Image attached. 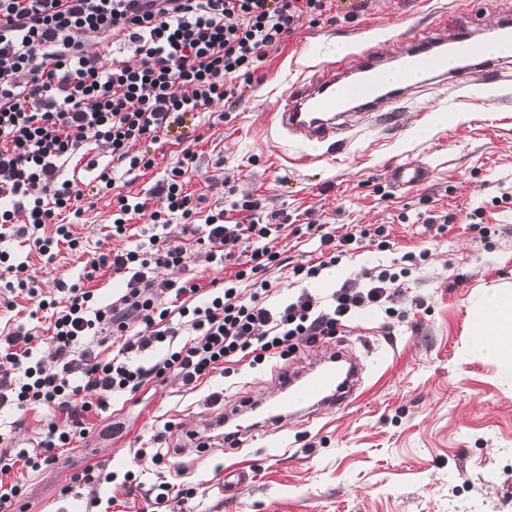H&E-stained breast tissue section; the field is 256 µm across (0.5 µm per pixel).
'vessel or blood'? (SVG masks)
Wrapping results in <instances>:
<instances>
[{
	"label": "vessel or blood",
	"mask_w": 512,
	"mask_h": 512,
	"mask_svg": "<svg viewBox=\"0 0 512 512\" xmlns=\"http://www.w3.org/2000/svg\"><path fill=\"white\" fill-rule=\"evenodd\" d=\"M403 48L390 58L351 53L338 59V72L331 77L310 76L293 83L283 93L272 116L276 130L324 143L330 149L347 146L343 131L350 112L370 114L374 125H384L390 111L400 108L406 92L431 82L461 84L468 78L477 82H499L500 62L487 57L482 39L473 37L469 27L448 35L434 28L422 37L405 36ZM462 54L466 65L449 71V54ZM395 184L417 187L430 179L428 167L405 162L391 171ZM362 366L349 359L344 350L324 358L320 370L282 377L278 397L264 404L247 403V410L259 413L265 424L281 425L288 417L318 405L338 406L354 396ZM227 414L225 436L235 447L254 439L255 427L236 424Z\"/></svg>",
	"instance_id": "vessel-or-blood-1"
}]
</instances>
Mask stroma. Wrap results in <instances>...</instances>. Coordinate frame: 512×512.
<instances>
[{"label":"stroma","mask_w":512,"mask_h":512,"mask_svg":"<svg viewBox=\"0 0 512 512\" xmlns=\"http://www.w3.org/2000/svg\"><path fill=\"white\" fill-rule=\"evenodd\" d=\"M508 11L512 0H334L319 22L301 21L286 42L269 49L261 80L223 105L227 120L212 125L191 112L148 144L153 167L135 181L117 179L118 193L147 194L188 146L198 173L187 190L200 214L249 193L267 210L287 211L293 225H387L389 249L363 243L339 262L340 278L321 272L319 289L291 268L309 258L317 238L281 230L276 245L291 263L266 274L279 299L312 291L326 301L342 282L376 267L399 273L398 292L389 309L355 310L336 336L286 359L228 376L214 371L192 391L171 378L144 387L121 410L88 417L84 442L61 449L49 468L19 464L6 474V481L23 484L21 512H512V380L469 349L473 300L482 289L512 283V108L498 102L512 95V66L499 87L420 88L387 127L355 119L349 144L329 158L321 146L270 126L277 98L307 68L328 75L337 45L384 56L398 38L429 26L452 33L474 18L489 40ZM437 112L457 119L434 125ZM89 156L96 167L81 161L66 170L83 191V214L71 226L79 251L63 244L48 260L31 241L0 239V252L26 262L43 298L59 303L66 299L62 284L78 282L95 253L140 241L138 218L125 235H113L112 196L95 188L112 156L102 147ZM408 161L429 167L431 178L395 188L389 170ZM445 215L450 221L439 227ZM408 251L425 258L403 268ZM13 303L0 305V333L20 324L32 328L38 355L49 357V315L30 317L26 296ZM339 346L365 365L353 402L265 428L233 453L217 445L199 449L203 437L219 433L226 411L247 398L276 395L281 375L308 372ZM216 392L221 400H213ZM154 446L166 464L143 458L139 486L121 487L118 478L136 450ZM91 464L114 472L116 481L71 488L72 475ZM228 468L250 475L231 493L224 490ZM176 480L194 490L187 505L156 503L160 483Z\"/></svg>","instance_id":"35a3bbf8"}]
</instances>
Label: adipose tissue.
<instances>
[{"label":"adipose tissue","instance_id":"obj_1","mask_svg":"<svg viewBox=\"0 0 512 512\" xmlns=\"http://www.w3.org/2000/svg\"><path fill=\"white\" fill-rule=\"evenodd\" d=\"M472 320L473 351L512 377V289H486L474 304Z\"/></svg>","mask_w":512,"mask_h":512}]
</instances>
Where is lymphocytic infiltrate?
Wrapping results in <instances>:
<instances>
[{
  "label": "lymphocytic infiltrate",
  "instance_id": "1",
  "mask_svg": "<svg viewBox=\"0 0 512 512\" xmlns=\"http://www.w3.org/2000/svg\"><path fill=\"white\" fill-rule=\"evenodd\" d=\"M326 7L327 0H0V228L32 236L43 254L57 241L78 249L55 219L82 213L83 192L64 172L89 139L127 173L149 169L138 144L157 142L186 113L234 98L270 47ZM90 42L132 45L134 58L102 62L88 53ZM182 155L151 195L117 197L115 233L144 216L142 239L86 262L83 283L71 284L52 313V363L36 358L24 326L0 336V410L52 415L33 449H0V512H12L22 492L2 474L20 460L34 470L53 464L58 450L85 437L87 418L114 400L171 374L192 389L226 365L286 357L336 335L353 310L391 299L396 276L383 269L363 284L343 283L327 305L306 292L272 304L266 273L281 262L272 243L287 213H261L260 200L245 195L199 217L185 190L196 155L187 147ZM155 197L163 208H152ZM232 211L250 213L249 223L229 219ZM199 220L198 243L219 277L206 286L191 277L156 284L158 269L185 267L184 238ZM51 223L54 237H40ZM366 236L363 229L322 232L323 253L294 266V275L318 276L336 264L337 250H355ZM104 268L124 286L102 305L86 283Z\"/></svg>",
  "mask_w": 512,
  "mask_h": 512
}]
</instances>
